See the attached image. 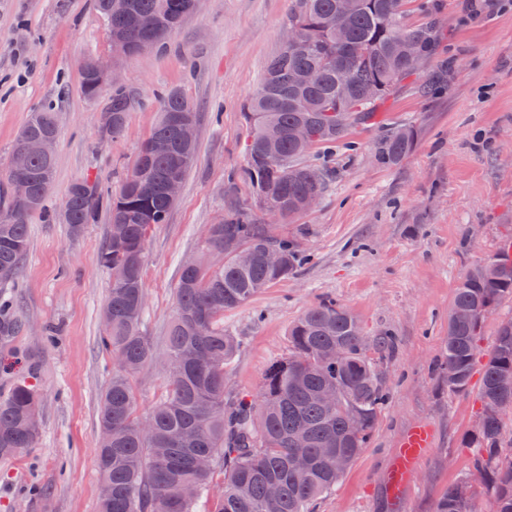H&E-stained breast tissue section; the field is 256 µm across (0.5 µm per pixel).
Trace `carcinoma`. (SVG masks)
Returning a JSON list of instances; mask_svg holds the SVG:
<instances>
[{
    "label": "carcinoma",
    "mask_w": 512,
    "mask_h": 512,
    "mask_svg": "<svg viewBox=\"0 0 512 512\" xmlns=\"http://www.w3.org/2000/svg\"><path fill=\"white\" fill-rule=\"evenodd\" d=\"M105 2L97 0L96 6L112 48L129 55L163 44L192 12L194 0H120L110 14ZM289 22L300 26V42L283 46L270 60L259 88L243 105L249 141L247 162L240 170L256 200L268 194L276 199L283 220L302 213L308 196L323 195L324 171L310 164L308 155L342 140L352 126L374 119L390 93L418 75L411 64L399 65L398 44L413 40L424 61L439 46L435 26L410 27L404 22V0H352L350 10L341 8L339 0H298ZM92 62L87 59L81 71V91L88 99L103 90ZM297 70L310 74L307 84L292 83ZM304 100L309 102L306 111L299 107ZM130 102L122 85L112 86V122L103 136L114 139L122 134ZM183 118L199 125L191 102L171 89L162 97L158 123L119 192L106 198L97 184L77 180L59 215L61 223L77 232L104 207L108 224L126 227L125 237L106 238L99 254V263L112 273L104 306L111 325L103 345L112 353L113 369L98 415L99 428L112 436L109 447L97 448L98 512H196L219 466L222 490L207 512H315L318 501L342 478L336 458L326 450L338 448L353 461L365 448L386 401L381 364L395 349L394 339L388 332L369 339L347 309L321 301L290 328L288 356L267 368L258 401L225 400L224 370L239 342L224 332V312L287 279L305 261L298 246L273 235L259 217L237 211L211 225V235L195 256L196 266L181 269L166 345L161 352L155 350L141 331L144 254L152 228L166 223L174 206L159 186L170 176L185 179L195 161L197 143L184 146L174 126ZM297 125L309 127L308 143L293 138ZM271 126L280 132L273 144L266 136ZM56 134L55 113L42 108L31 113L12 149L27 136ZM416 136L411 126L386 134L376 148V161L400 164ZM159 138L171 144L164 154L153 150ZM54 175L55 158L31 161L30 207L16 201L11 179L0 183L1 284L14 278L28 250V221L44 209ZM145 182L158 190L144 194ZM241 245L257 254L249 266L235 262L234 252ZM268 250L278 253L277 263L267 262ZM506 298H512V242L473 267L455 290L452 307L468 309L473 318L448 322L442 368L448 392L468 389L484 318ZM338 348L344 352L339 362L331 358ZM167 364L175 370L166 372L165 397L140 415L131 377ZM504 373H512V319L500 324L494 351L484 365L479 433L465 440L477 449L471 469L483 473L489 512H512V441L504 437L500 413V408L512 405V387L500 385ZM324 387L336 391L330 405L318 397ZM355 411L362 421L353 430L350 415ZM39 430V394L19 384L0 399V456L36 447ZM296 455L306 460L300 472L290 469ZM460 484L457 480L448 486L437 512H472V497L459 495Z\"/></svg>",
    "instance_id": "obj_1"
}]
</instances>
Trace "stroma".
<instances>
[{"mask_svg": "<svg viewBox=\"0 0 512 512\" xmlns=\"http://www.w3.org/2000/svg\"><path fill=\"white\" fill-rule=\"evenodd\" d=\"M296 0H201L166 44L135 55L113 52L95 0H0V176L34 109L57 114L55 179L44 212L29 224V247L14 280L0 287V396L16 382L41 394L36 447L0 458V512H98V410L112 379L100 345L111 276L98 256L108 221L71 233L59 223L70 185L98 181L118 190L158 121L161 97L176 88L200 114L197 160L167 223L149 234L144 256L147 305L141 329L165 346L182 263L207 225L227 213L256 212L246 162L242 106L283 44ZM409 26L441 25L439 54L448 87L423 94L406 82L375 122L352 128L330 151L318 205L273 223L309 259L288 279L225 312L240 346L224 376L231 399H257L266 368L288 352V331L312 305L333 300L356 315L369 337L388 330L394 352L381 372L388 399L370 440L318 512H436L440 497L469 470L466 448L481 411L482 369L503 300L482 324L467 391L449 392L438 367L455 289L468 271L512 238V0H443L439 13L408 0ZM112 57L132 105L121 136L102 137L96 120L110 90L81 92V65ZM413 126L417 141L397 166L374 159L383 131ZM422 423L434 446L414 482L392 498L385 470L402 432Z\"/></svg>", "mask_w": 512, "mask_h": 512, "instance_id": "obj_1", "label": "stroma"}]
</instances>
